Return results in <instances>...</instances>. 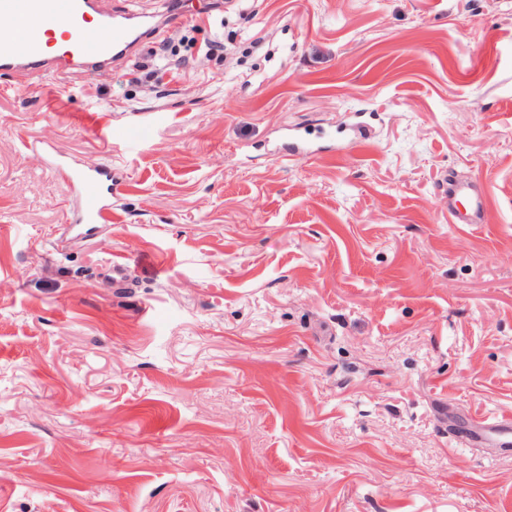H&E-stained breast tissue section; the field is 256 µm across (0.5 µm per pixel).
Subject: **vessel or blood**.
<instances>
[{
    "label": "vessel or blood",
    "instance_id": "1",
    "mask_svg": "<svg viewBox=\"0 0 512 512\" xmlns=\"http://www.w3.org/2000/svg\"><path fill=\"white\" fill-rule=\"evenodd\" d=\"M135 15L114 11L106 0H0V69L14 71L18 81L34 87L47 74L66 76L74 66L99 72L124 59L143 39ZM52 171L73 187L77 213H65L69 224L106 223L112 208V167H82L48 150ZM452 223H477L484 197L466 179L442 180ZM474 442L501 448L512 445V418L475 419Z\"/></svg>",
    "mask_w": 512,
    "mask_h": 512
}]
</instances>
